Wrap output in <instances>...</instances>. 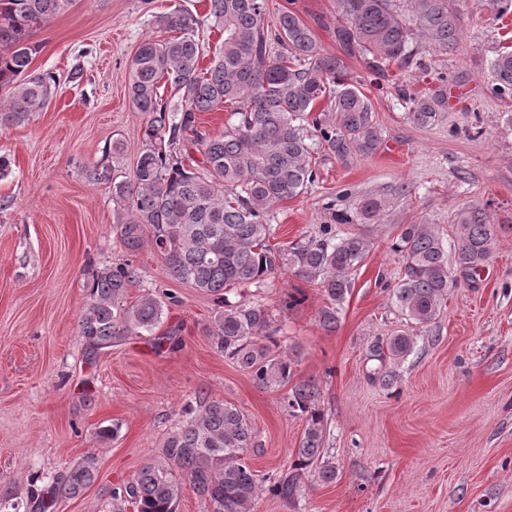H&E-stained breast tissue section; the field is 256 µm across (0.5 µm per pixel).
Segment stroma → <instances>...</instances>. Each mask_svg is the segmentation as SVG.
<instances>
[{
    "label": "stroma",
    "mask_w": 512,
    "mask_h": 512,
    "mask_svg": "<svg viewBox=\"0 0 512 512\" xmlns=\"http://www.w3.org/2000/svg\"><path fill=\"white\" fill-rule=\"evenodd\" d=\"M266 3L268 19L292 9L323 52L340 54L336 0ZM454 3L459 49L421 55L448 74L447 112L433 126L412 124L398 91L426 89L418 67L383 78L362 58H347L349 77L371 99L380 144L345 164L319 157L318 180L276 207V239L289 243L329 223L327 200L349 207L367 193L391 199L380 223L366 228L373 247L352 275L335 331L319 323V288L294 273L261 292L273 310L292 288L306 294L279 318V349L292 353L295 381L320 391L324 454L336 468L327 484L301 475L287 501L266 488L293 474L303 419L283 409L281 389L257 386L216 351L213 297L170 279L151 244L129 253L114 231L126 212L111 184L130 174L143 147L127 68L144 38H164L156 15L177 4L204 14L208 0H71L35 34L41 49L31 67L59 88L28 124L0 128V152L13 160L0 180V492L26 499L91 454L95 481L55 512H112L113 488L160 456L181 407L200 396L235 405L254 427L245 460L261 492L252 512H512V99L490 93L487 66L494 51L512 48V12L496 17L488 0ZM117 138L123 152L108 154ZM102 162L111 183L86 181L84 167ZM404 183L407 201L393 195ZM466 205L497 225L495 251L451 285L436 328L418 334L413 353L388 362L397 381L384 388L368 345L410 328L389 289L401 277L390 250L396 229L425 220L453 244L454 217ZM128 260L144 276L127 300L147 289L166 294L162 320L152 333L90 352L78 332L89 271ZM161 337L168 343L159 350ZM101 427L116 433L97 438Z\"/></svg>",
    "instance_id": "35a3bbf8"
}]
</instances>
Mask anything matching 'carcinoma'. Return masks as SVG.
<instances>
[{
	"instance_id": "1",
	"label": "carcinoma",
	"mask_w": 512,
	"mask_h": 512,
	"mask_svg": "<svg viewBox=\"0 0 512 512\" xmlns=\"http://www.w3.org/2000/svg\"><path fill=\"white\" fill-rule=\"evenodd\" d=\"M64 0H0V127H19L43 111L55 95L49 73L31 69L40 45L32 41L62 9ZM336 40L377 69L412 65L423 47L448 51L460 45L458 10L452 0H336ZM171 33L144 39L128 67L129 98L144 118V147L128 180L114 184L126 209L115 225L122 245L139 250L150 242L171 279L218 296L224 310L215 314L216 350L249 372L261 388L283 387L293 378V357L271 352L280 332L275 314L260 301L231 305L226 294L261 288L293 271L321 288L328 305L320 325L336 329L339 311L351 291L352 275L372 249L360 231L341 225L374 224L387 201L367 194L351 208L326 202L334 223L320 225L316 237L274 243L271 211L304 193L318 177L315 153L345 163L357 150L373 152L379 143L370 98L349 81L340 56L319 47L312 29L291 9L275 24L266 23V0H209L201 16L179 4L158 17ZM208 23L224 33L207 66H202L201 31ZM491 90L512 98V50L490 61ZM408 99L407 118L427 127L448 109V75ZM167 84L176 100L161 92ZM326 106L316 110L321 102ZM230 110L224 133L211 136L198 126V113L219 106ZM200 153L197 159L190 151ZM454 250L455 266L473 276L496 244L495 225L478 208L463 207ZM391 250L403 262L393 289L398 309L416 328L435 326L450 286L448 249L429 224H402ZM142 277L131 262L98 267L89 281V302L78 321L91 350L150 333L160 323L163 301L151 291L127 301V289ZM414 341L397 334L378 339L370 357L380 363L383 385L393 384L385 360L409 356ZM318 387L298 382L282 398L288 415L304 419L294 468L312 470L325 483L336 467L324 460L325 421ZM249 419L222 400L188 402L177 430L161 455L144 464L133 479L113 489L112 499L134 512H176L182 483H188L211 512H250L260 486L244 453L253 447ZM96 458L87 455L67 473L33 492L25 504L0 494V512H52L62 499L77 497L94 481ZM296 477L267 486L276 497L291 498Z\"/></svg>"
}]
</instances>
